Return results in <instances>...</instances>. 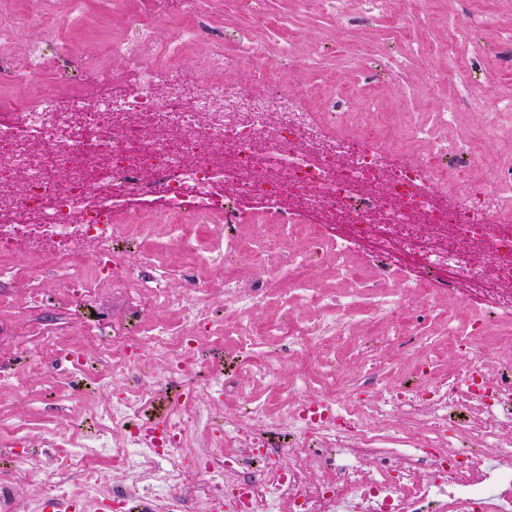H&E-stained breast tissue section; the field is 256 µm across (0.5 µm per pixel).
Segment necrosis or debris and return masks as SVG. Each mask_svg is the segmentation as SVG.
<instances>
[{"mask_svg":"<svg viewBox=\"0 0 512 512\" xmlns=\"http://www.w3.org/2000/svg\"><path fill=\"white\" fill-rule=\"evenodd\" d=\"M28 5L24 18L0 12V86L39 90L33 103L0 113V255L28 259L23 269L0 263V307L28 324L21 336L0 322V389L24 394L31 368L68 371L74 387L61 425L40 442L0 447V512H14L17 472L56 512H92L107 495L94 456L127 479L107 495L113 512H512V353L486 334L491 325L512 331V163L488 159L493 128L448 143L433 134L452 118L443 111L393 139L383 125L337 117L346 87L325 112L306 111L310 82L282 96L267 78L274 66L316 69L288 37L260 84L198 77L181 85L179 45L224 39L212 0H181L188 23L166 43L133 18L135 37L107 52L139 62L135 84L62 101L45 93L44 67H19L10 50L25 21L52 36L63 28L48 0ZM411 138L426 151L394 161ZM131 202L149 223L168 225L183 256L181 288L169 286L165 250L128 262L139 242L115 218ZM247 213L264 223L263 248L233 232ZM314 220L312 247H288L280 226ZM217 221L224 235L198 251L192 229ZM327 249L342 278L358 260L374 279L394 280L376 310L400 344L435 319L439 296L452 298L458 311L442 332L465 362L443 378L418 371L357 400L340 388V363L323 358L324 391L310 393L308 372H299L283 419H268L242 375L277 379L283 353L304 357L312 337L357 315L356 294L324 292L301 275ZM86 256L91 264L80 266ZM200 264L224 266L223 281L195 278ZM286 270L297 274L288 299L310 319L294 329L284 319L257 323ZM104 285L122 295L124 316L104 312ZM164 310L182 332L153 323ZM55 311L64 325L50 332L44 315ZM223 329L239 338L228 359L201 343ZM259 335L268 343L257 353ZM147 342L155 357L144 388L137 358ZM117 376L131 387L101 401ZM202 393L238 397L247 418L212 416ZM398 421L408 425L400 447H380V432ZM191 441L203 451L188 462L181 450ZM50 453L76 480L32 468ZM142 478L152 498H141Z\"/></svg>","mask_w":512,"mask_h":512,"instance_id":"1","label":"necrosis or debris"}]
</instances>
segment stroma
Wrapping results in <instances>:
<instances>
[{"mask_svg": "<svg viewBox=\"0 0 512 512\" xmlns=\"http://www.w3.org/2000/svg\"><path fill=\"white\" fill-rule=\"evenodd\" d=\"M152 7L151 0H85L81 16L75 19L71 16L70 0H50V13L66 25L64 39L50 42L41 26L26 25L19 30L12 46L14 57L25 61L30 50L37 48L51 60L70 63L71 79H61L49 86L59 99H67L77 86L94 91L100 85V76L92 63L104 44L113 37L130 36L133 15L148 12ZM430 9L429 25L413 34L425 48V55L405 59L395 75L363 82L360 93L345 108L351 112H369L375 100L385 98L390 101L392 111L412 113L417 120L426 119L431 112H452L456 115L454 123L441 130L440 135L451 142L460 141L482 127L488 115L496 110L487 99L463 97V84L479 80L512 95V69L494 68L488 62L497 49L503 28L512 26V0H432ZM465 9L476 14L481 25L456 49H449L453 22ZM340 10L345 19L341 27L336 24L337 17L324 12L320 0H311L303 10L296 0H265V14L259 22L264 26L267 58L277 57L281 26L289 24L298 52L312 46L322 49V80L332 86L336 81L350 78L351 53L383 62L406 38L391 18L363 20L359 0H342ZM214 16L226 34L224 53L235 59L236 65L227 72L213 73V80L229 77L243 84L251 83L256 68L240 51L232 35L258 20L244 12L237 0H214ZM436 68L447 71L446 80L432 81L431 72ZM425 330V347L402 349L396 343H387L386 359L378 367L373 365L369 351L352 346L346 337L333 333L314 339L308 351L314 357L325 348H335L344 364L345 393L363 398L395 384L409 365H419L430 375L440 376L462 363V355L449 348L437 326L429 324ZM32 383V392L23 397L0 391V446L22 436L39 440L41 429L61 418L57 402L45 399L42 390L50 387L66 393L67 378L36 374Z\"/></svg>", "mask_w": 512, "mask_h": 512, "instance_id": "obj_1", "label": "stroma"}]
</instances>
